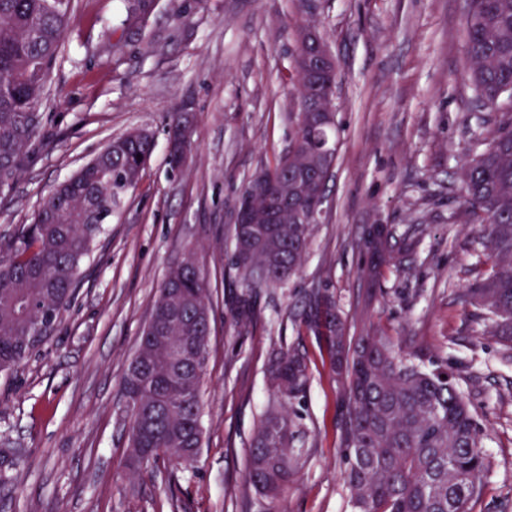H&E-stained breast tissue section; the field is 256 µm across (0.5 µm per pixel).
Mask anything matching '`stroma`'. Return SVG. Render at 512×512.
Masks as SVG:
<instances>
[{
    "mask_svg": "<svg viewBox=\"0 0 512 512\" xmlns=\"http://www.w3.org/2000/svg\"><path fill=\"white\" fill-rule=\"evenodd\" d=\"M125 0H73L71 28L39 107L34 152L0 190V242L59 183L132 129L155 136L143 176L86 258L53 336L0 375V442L22 463L0 486V512H350L341 450L342 383L305 319L329 291L346 333L375 332L454 375L484 434L490 470L471 512H512V353L462 299L491 263L462 206L460 167L512 102L484 108L469 81L465 0H154L124 26ZM336 56L337 154L325 213L299 272L258 289L239 322L230 266L239 193L283 152L296 109L288 81L298 24ZM190 105L182 167L168 164L167 123ZM394 229L395 264L378 290L362 273L367 225ZM418 246L406 251L407 239ZM195 255L210 281L203 445L186 469L131 473L122 383L166 273ZM306 353L310 382L291 414L306 464L275 505L247 479V448L270 401L272 348Z\"/></svg>",
    "mask_w": 512,
    "mask_h": 512,
    "instance_id": "obj_1",
    "label": "stroma"
}]
</instances>
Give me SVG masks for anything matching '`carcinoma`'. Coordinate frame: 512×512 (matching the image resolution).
<instances>
[{"label":"carcinoma","instance_id":"carcinoma-1","mask_svg":"<svg viewBox=\"0 0 512 512\" xmlns=\"http://www.w3.org/2000/svg\"><path fill=\"white\" fill-rule=\"evenodd\" d=\"M0 0V184L9 185L27 164L39 135L38 112L53 62L71 30V0ZM151 0H128L125 22L142 24ZM466 55L470 79L482 105L498 108L512 98V0H467ZM297 111L290 113L292 157L280 155L256 174L293 181L308 165L306 150L336 129L309 124L310 98L297 87ZM116 146L58 185L30 224L19 225L0 245V373L22 366L52 335L75 292L79 270L101 233L133 190L154 151L145 130L117 137ZM464 204L481 217L479 245L491 273L463 293L486 331L512 343V112L502 114L494 136L478 143L461 167ZM295 206L319 210L314 192L296 196ZM311 224H236L231 265L243 275L233 306L243 319L254 293L276 288L300 269ZM365 242L368 283L393 261L389 239ZM209 282L194 256L170 269L153 304L157 332H143L123 382L130 414L126 465L140 472L159 465L194 464L200 454L202 364L182 376L174 349L190 351L210 341ZM307 326L327 331L338 373L346 374L347 421L341 444L351 512H470L490 463L484 438L468 402L448 371L429 370L422 360L395 351L387 336L350 342L336 319L335 302L312 291ZM42 324L41 340L30 329ZM273 403L261 415L251 439L247 470L255 492L274 503L288 491L305 457L295 447L297 425L286 404L304 396L309 381L305 354L296 347L273 351L266 368Z\"/></svg>","mask_w":512,"mask_h":512}]
</instances>
